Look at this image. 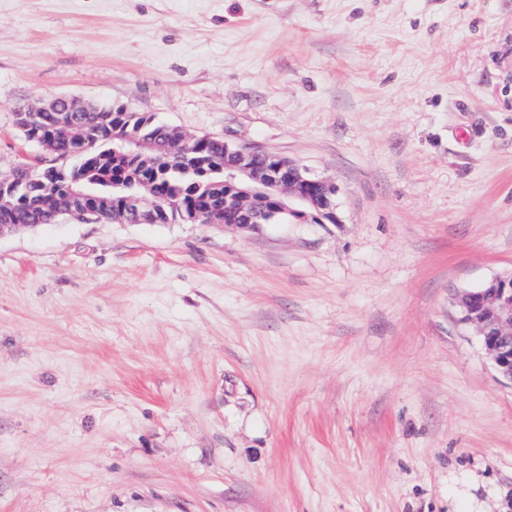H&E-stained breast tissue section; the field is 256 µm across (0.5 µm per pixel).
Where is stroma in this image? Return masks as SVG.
I'll return each mask as SVG.
<instances>
[{"instance_id":"stroma-1","label":"stroma","mask_w":512,"mask_h":512,"mask_svg":"<svg viewBox=\"0 0 512 512\" xmlns=\"http://www.w3.org/2000/svg\"><path fill=\"white\" fill-rule=\"evenodd\" d=\"M62 95L271 151L337 223L0 237V512H512V0H0V177ZM461 321L478 336L498 375L512 383V272L456 290Z\"/></svg>"}]
</instances>
